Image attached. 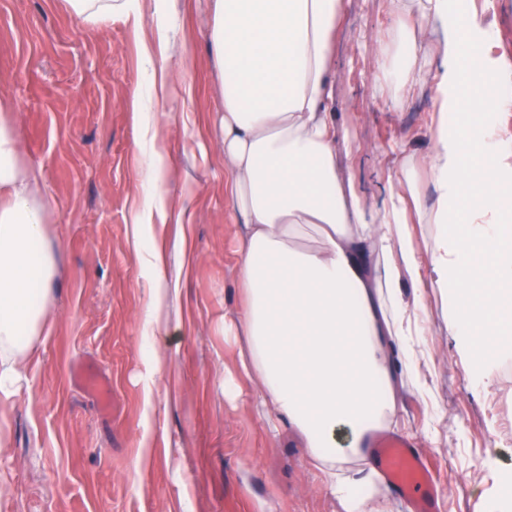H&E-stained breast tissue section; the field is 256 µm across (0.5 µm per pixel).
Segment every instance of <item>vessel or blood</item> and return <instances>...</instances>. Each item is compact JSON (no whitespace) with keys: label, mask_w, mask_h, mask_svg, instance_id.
I'll return each instance as SVG.
<instances>
[{"label":"vessel or blood","mask_w":512,"mask_h":512,"mask_svg":"<svg viewBox=\"0 0 512 512\" xmlns=\"http://www.w3.org/2000/svg\"><path fill=\"white\" fill-rule=\"evenodd\" d=\"M374 459L410 512H439L438 483L429 458L403 440L383 437L374 444Z\"/></svg>","instance_id":"vessel-or-blood-1"}]
</instances>
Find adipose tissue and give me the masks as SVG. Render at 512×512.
I'll list each match as a JSON object with an SVG mask.
<instances>
[{
    "label": "adipose tissue",
    "instance_id": "ef3b65f1",
    "mask_svg": "<svg viewBox=\"0 0 512 512\" xmlns=\"http://www.w3.org/2000/svg\"><path fill=\"white\" fill-rule=\"evenodd\" d=\"M94 23L114 16L157 23L141 56L151 97L165 99L182 63L167 27L179 0H67ZM493 0H389L391 26L373 48L372 80L399 101L432 80L428 153L397 164L399 189L369 215L339 155L328 110L334 45L346 0H210L209 48L223 85L224 190L238 225L243 307L230 323L245 337L239 367L257 385L268 416L287 421L310 460L327 472L344 512H363L379 478L372 436L388 430L412 378L406 341L417 316L405 282L421 286L410 224H434L432 281L448 304V330L471 379L495 365L487 337L512 336V150L499 137L491 91L498 40ZM144 152L145 199L131 241L150 270L145 323L163 324L164 262L150 244L156 224H179L168 203L163 129L153 108L133 104ZM432 177L423 205L418 171ZM43 172L27 164L7 104L0 102V442L5 406L23 390L25 362L50 333L57 275L47 237L53 210ZM363 468L350 471L352 461Z\"/></svg>",
    "mask_w": 512,
    "mask_h": 512
}]
</instances>
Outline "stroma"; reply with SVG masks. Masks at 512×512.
I'll list each match as a JSON object with an SVG mask.
<instances>
[{
	"label": "stroma",
	"mask_w": 512,
	"mask_h": 512,
	"mask_svg": "<svg viewBox=\"0 0 512 512\" xmlns=\"http://www.w3.org/2000/svg\"><path fill=\"white\" fill-rule=\"evenodd\" d=\"M389 23L387 0H348L330 107L374 213L396 159L428 152L434 104L428 84L394 106L377 98L371 50ZM169 24L185 62L156 110L169 129L170 193L187 213L154 228L171 291L168 323L151 332L150 272L129 230L145 194L130 94L149 85L140 44L155 40V23L93 26L65 0H0V93L55 202L47 233L57 259L51 334L24 372L32 395L6 408L0 512H342L287 426L268 422L238 369L244 341L224 332L241 295L209 0H180ZM420 294L411 343L426 389L406 388L398 435L437 462L441 512H472L477 498L497 501L512 473V355L475 384L439 289ZM155 353L168 362L157 375Z\"/></svg>",
	"instance_id": "35a3bbf8"
}]
</instances>
